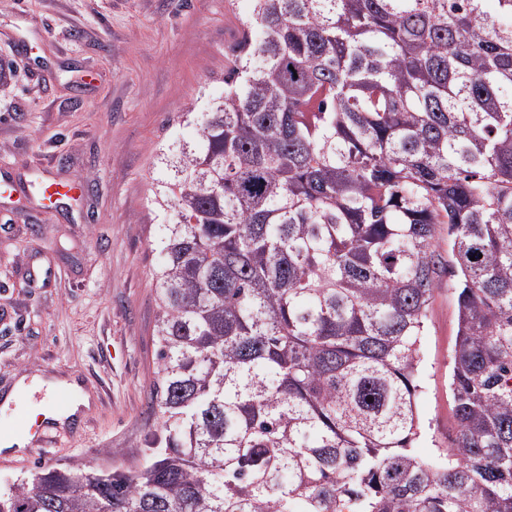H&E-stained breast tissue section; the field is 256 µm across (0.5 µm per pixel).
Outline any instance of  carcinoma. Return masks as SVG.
Listing matches in <instances>:
<instances>
[{"label":"carcinoma","mask_w":512,"mask_h":512,"mask_svg":"<svg viewBox=\"0 0 512 512\" xmlns=\"http://www.w3.org/2000/svg\"><path fill=\"white\" fill-rule=\"evenodd\" d=\"M242 26L156 179L148 461L41 467L0 512H512V0H252ZM446 272L456 434L423 459Z\"/></svg>","instance_id":"cac0c4a2"}]
</instances>
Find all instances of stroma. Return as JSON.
<instances>
[{"label": "stroma", "instance_id": "stroma-1", "mask_svg": "<svg viewBox=\"0 0 512 512\" xmlns=\"http://www.w3.org/2000/svg\"><path fill=\"white\" fill-rule=\"evenodd\" d=\"M249 0H0V168L81 183L76 202L0 197V398L22 375L76 377L92 398L45 455L0 465V489L42 466L136 472L155 427L152 271L167 217L163 150L195 138ZM456 279L421 338V456L455 435L449 391Z\"/></svg>", "mask_w": 512, "mask_h": 512}]
</instances>
